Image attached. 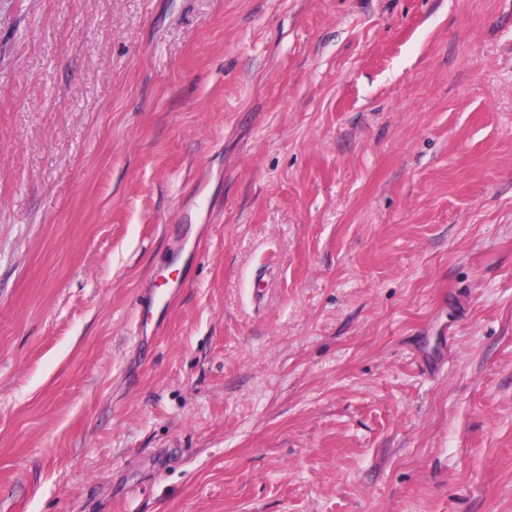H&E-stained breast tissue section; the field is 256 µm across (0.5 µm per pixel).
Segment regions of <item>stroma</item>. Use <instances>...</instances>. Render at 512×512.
Returning <instances> with one entry per match:
<instances>
[{"instance_id": "1", "label": "stroma", "mask_w": 512, "mask_h": 512, "mask_svg": "<svg viewBox=\"0 0 512 512\" xmlns=\"http://www.w3.org/2000/svg\"><path fill=\"white\" fill-rule=\"evenodd\" d=\"M0 512H512V0H0Z\"/></svg>"}]
</instances>
